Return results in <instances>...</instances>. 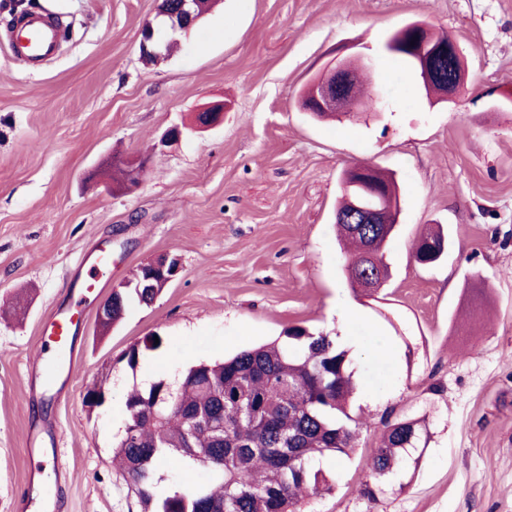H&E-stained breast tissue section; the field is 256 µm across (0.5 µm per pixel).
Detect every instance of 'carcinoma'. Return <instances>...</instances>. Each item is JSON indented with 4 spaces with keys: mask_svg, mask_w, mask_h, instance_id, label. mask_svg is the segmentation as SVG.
Segmentation results:
<instances>
[{
    "mask_svg": "<svg viewBox=\"0 0 512 512\" xmlns=\"http://www.w3.org/2000/svg\"><path fill=\"white\" fill-rule=\"evenodd\" d=\"M347 246L351 287H358L355 262L366 252L371 267L387 277L383 247L387 234L358 238L351 225H337ZM443 235L431 228L418 237L414 258L427 260ZM123 304L112 308L119 322L129 301L148 306L160 289L122 288ZM354 390L348 351L323 333L302 326L222 361L200 363L173 388L156 381L130 393L126 423L112 460L137 500L138 512H295L304 496L330 493L336 478L317 462L354 447L351 414ZM420 435L417 422L386 423L370 468L378 476L403 469ZM166 461L201 465L209 484L195 491H155L154 470Z\"/></svg>",
    "mask_w": 512,
    "mask_h": 512,
    "instance_id": "carcinoma-1",
    "label": "carcinoma"
}]
</instances>
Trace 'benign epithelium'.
Returning <instances> with one entry per match:
<instances>
[{
	"label": "benign epithelium",
	"instance_id": "benign-epithelium-1",
	"mask_svg": "<svg viewBox=\"0 0 512 512\" xmlns=\"http://www.w3.org/2000/svg\"><path fill=\"white\" fill-rule=\"evenodd\" d=\"M157 17L162 19L172 30L188 29L201 18L200 7L195 0H160ZM404 34L398 42L387 39L385 49L392 51L398 47L412 54L413 65L427 84L439 86V96L443 99L460 90L465 83V71L458 46L439 44L432 26L424 21L413 20L405 23L396 31ZM161 44L155 37L153 25H148L142 32L141 52L153 56L160 55ZM373 70L369 58H337L317 74L305 92L306 99L299 101L305 112L317 110L332 111L338 114L361 112L366 108L365 95L360 91L359 77L356 72L370 74ZM227 105L213 102L204 105L197 114L196 122L202 128L216 127L224 123ZM145 166L142 160H125L124 168L131 172L126 180L125 190L136 191L140 186L137 176L138 168ZM383 185L373 179L368 180L366 195L362 198L352 197L348 209L336 214L337 222L352 225L353 234L365 233L366 225L380 224L387 228L398 223L397 213H388L379 204ZM155 271L146 272L139 278L137 287L158 288L167 285L178 273L179 264L175 259L154 262Z\"/></svg>",
	"mask_w": 512,
	"mask_h": 512
}]
</instances>
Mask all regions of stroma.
<instances>
[{
  "label": "stroma",
  "mask_w": 512,
  "mask_h": 512,
  "mask_svg": "<svg viewBox=\"0 0 512 512\" xmlns=\"http://www.w3.org/2000/svg\"><path fill=\"white\" fill-rule=\"evenodd\" d=\"M37 2L70 37L35 73L0 41V306L16 297L25 309L0 316V512H22L37 419L62 450L42 466L48 481L66 471L61 512H129L135 498L112 464L127 394L295 325L348 336L361 419L349 455L320 461L334 492L303 512H512V0H222L150 66L141 31L158 0ZM411 20L453 38L465 90L428 99L384 52ZM359 55L375 65L371 109L335 122L300 110L313 76ZM218 100L230 105L223 124L193 129ZM175 125L181 139L161 145ZM116 153L148 159L134 193L109 181ZM356 161L401 190L385 319L352 291L336 240L342 174ZM436 224L452 246L419 265L412 244ZM105 241L112 266L85 300L75 369L42 391L40 338L86 277L79 260ZM161 255L178 258L179 274L101 332L99 303ZM374 333L388 351L362 358ZM149 336L160 346L128 366ZM100 381L108 400L88 411ZM404 417L423 419L428 446L417 467L374 479L385 423ZM367 484L376 500L361 495Z\"/></svg>",
  "instance_id": "1"
}]
</instances>
